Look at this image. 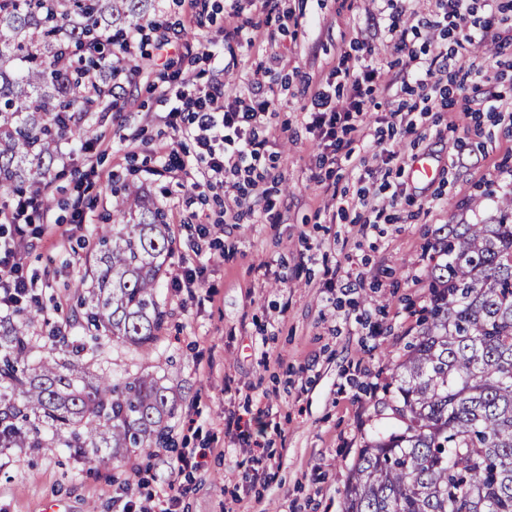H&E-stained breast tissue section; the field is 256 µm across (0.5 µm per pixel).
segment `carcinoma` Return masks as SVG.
Returning a JSON list of instances; mask_svg holds the SVG:
<instances>
[{"mask_svg": "<svg viewBox=\"0 0 512 512\" xmlns=\"http://www.w3.org/2000/svg\"><path fill=\"white\" fill-rule=\"evenodd\" d=\"M157 0H0V204L15 194L53 200L62 148L82 153L85 124L112 96L118 35ZM113 223L93 231L96 267L69 319L90 338L153 351L166 312L160 278L172 253L161 206L129 186L112 189ZM430 249L428 304L395 367L401 426L374 432L349 470L342 512H512V199L494 224H445ZM0 319V451L59 443L88 463L103 448H162L173 404L150 372L81 385L90 348L56 329L38 366L27 323Z\"/></svg>", "mask_w": 512, "mask_h": 512, "instance_id": "cac0c4a2", "label": "carcinoma"}]
</instances>
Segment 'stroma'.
Masks as SVG:
<instances>
[{
    "label": "stroma",
    "mask_w": 512,
    "mask_h": 512,
    "mask_svg": "<svg viewBox=\"0 0 512 512\" xmlns=\"http://www.w3.org/2000/svg\"><path fill=\"white\" fill-rule=\"evenodd\" d=\"M155 16L171 43L146 42L107 135L91 140L92 163L75 160L50 187L47 218H35L25 257L44 313L28 325L36 356L54 326L78 304L75 289L94 265L90 232L105 223L112 185L128 182L164 208L173 254L166 272L204 269L195 288L161 283L167 313L154 351L106 341L100 366L121 379L150 371L172 388L169 448L138 449L121 465L103 450L86 464L63 448L0 452V512H122L127 501L164 487L167 462L192 455L179 512H341L348 472L366 435L394 424L383 386L418 332L428 294L425 250L434 229L482 224L512 197V46L488 40L465 46L472 70L488 73L494 111L466 112L460 77H443L430 100L418 92L375 89L361 126L341 133L360 161L322 160L325 144L307 127L314 88L348 96L341 65L372 64L397 73L408 59L387 33L381 0H159ZM427 19L409 40L427 59L455 48L437 0H403ZM193 51H186L185 43ZM211 83L228 100L253 93L275 98L264 131L267 202H247L238 223L224 221V193L189 197L179 176L156 174L159 149L179 142L167 121L183 82ZM426 109L412 134L392 133L388 112ZM404 159L438 158V174L411 184L410 198L388 207L381 224L365 212L338 213L336 196L380 192L408 182V168L382 165L380 148ZM335 278H328V270Z\"/></svg>",
    "instance_id": "1"
}]
</instances>
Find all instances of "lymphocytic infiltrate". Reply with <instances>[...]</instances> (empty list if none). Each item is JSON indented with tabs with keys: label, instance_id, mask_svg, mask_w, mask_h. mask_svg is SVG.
Segmentation results:
<instances>
[{
	"label": "lymphocytic infiltrate",
	"instance_id": "obj_1",
	"mask_svg": "<svg viewBox=\"0 0 512 512\" xmlns=\"http://www.w3.org/2000/svg\"><path fill=\"white\" fill-rule=\"evenodd\" d=\"M445 17L451 18L455 29L464 31L466 42L488 39L492 21H473V0H440ZM388 32L397 51L407 54L415 68L411 79L423 98H430L438 87L435 72L423 62L408 43L409 28L401 14L390 18ZM343 80L350 95L343 105L331 102L329 92L317 90L311 98L309 126L320 137L336 141L339 132L355 129L361 122L365 97L376 86L392 89L381 68L366 64L356 69H343ZM274 106L271 98L261 96L242 105L225 103L218 89L198 86L191 98L176 96L168 112V123L182 135L191 138L197 147L194 161L182 159L170 151L163 171L188 172L190 163H197L196 173H188L187 190L193 195L223 185L227 175L240 177V191L255 189L261 177L259 166L266 155L267 139L263 136L264 121ZM44 209L38 198L20 196L7 206L6 222L0 227V313L17 311L23 302L33 299V282L26 269L21 248L29 235L35 217Z\"/></svg>",
	"mask_w": 512,
	"mask_h": 512
}]
</instances>
